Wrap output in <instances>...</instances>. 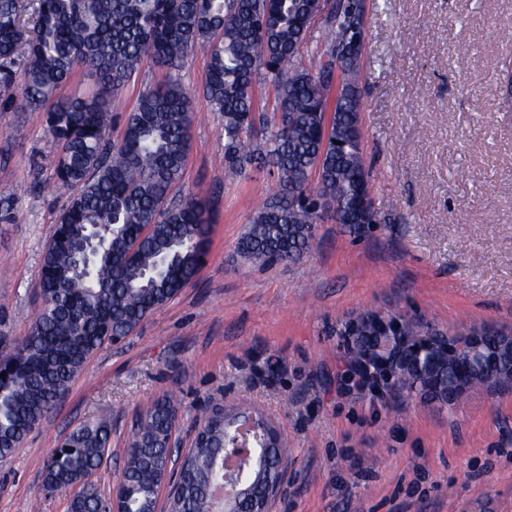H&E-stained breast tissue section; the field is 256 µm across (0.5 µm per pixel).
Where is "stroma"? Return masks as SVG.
<instances>
[{"label":"stroma","instance_id":"1","mask_svg":"<svg viewBox=\"0 0 512 512\" xmlns=\"http://www.w3.org/2000/svg\"><path fill=\"white\" fill-rule=\"evenodd\" d=\"M362 62L361 131L383 219L358 235L323 219L299 262L258 266L237 243L276 186L266 168L224 177V121L201 95L197 47L180 77L193 93L184 189L214 225L193 282L118 346L87 361L65 399L6 458L0 512H67L43 466L78 426L112 425L94 476L104 494L121 472L136 414L173 395L179 438L196 417L244 403L281 433L287 469L271 512H512V389L443 407L398 389L370 391L338 336L363 313L424 317L430 328L483 323L512 331V0H371ZM145 65L112 104L111 138L145 88ZM41 115L0 104V349L41 307L42 253L67 190ZM48 183L31 189L34 168Z\"/></svg>","mask_w":512,"mask_h":512}]
</instances>
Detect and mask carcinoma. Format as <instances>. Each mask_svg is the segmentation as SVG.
<instances>
[{
	"mask_svg": "<svg viewBox=\"0 0 512 512\" xmlns=\"http://www.w3.org/2000/svg\"><path fill=\"white\" fill-rule=\"evenodd\" d=\"M314 56L302 63L313 27L312 0H0V99L39 112L59 146L56 184L70 191L41 262L44 303L15 340L0 380V456L11 454L54 408L87 360L114 336H127L177 296L204 263L212 228L206 200L181 187L192 125V92L175 75L202 43L209 65L202 95L224 118V174L247 167L272 169L273 192L239 241L251 263L296 262L315 238L323 207L355 234L361 203L370 193L360 112V59L344 54L355 37L354 0H323ZM149 62L168 71L141 94L126 115L121 137L110 138L112 100ZM80 75L95 77L92 93L60 96ZM274 90L275 132L259 141L265 124L254 94L258 81ZM317 181L310 184L312 173ZM112 230L88 277L74 272L73 247L95 225ZM400 333L418 341L424 325L397 317ZM359 341L347 345L350 365L375 335L371 315L356 318ZM469 353L457 346L427 370L401 374L398 388L438 384L456 392L457 368ZM166 398L145 410L131 429L121 484L126 512H151L167 449L142 448L166 436ZM200 425L208 438L188 450L179 469L172 512H214V480L221 472L224 425L219 409ZM105 421L73 430L44 463L49 489L75 490L68 512H98L100 490L90 480L110 447Z\"/></svg>",
	"mask_w": 512,
	"mask_h": 512,
	"instance_id": "1",
	"label": "carcinoma"
}]
</instances>
